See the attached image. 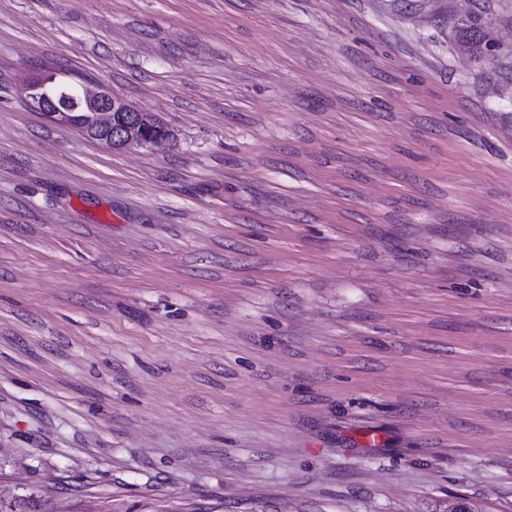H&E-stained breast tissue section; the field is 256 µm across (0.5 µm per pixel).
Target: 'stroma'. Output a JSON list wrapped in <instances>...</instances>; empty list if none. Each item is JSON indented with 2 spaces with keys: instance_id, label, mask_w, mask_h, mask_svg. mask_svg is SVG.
<instances>
[{
  "instance_id": "stroma-1",
  "label": "stroma",
  "mask_w": 512,
  "mask_h": 512,
  "mask_svg": "<svg viewBox=\"0 0 512 512\" xmlns=\"http://www.w3.org/2000/svg\"><path fill=\"white\" fill-rule=\"evenodd\" d=\"M38 73L172 145L59 129ZM24 488L512 512V0H0V494ZM75 94L77 97L73 98L93 114L94 127L99 135H92L86 126L73 117L74 109L67 103L69 95L38 98L34 93L33 80L25 82L24 97L27 104L64 131L77 132L112 149L138 145L163 150L173 139L169 130L163 137L149 136L138 115L141 111L126 99L112 94L106 87L98 85L91 88L79 83L75 86Z\"/></svg>"
}]
</instances>
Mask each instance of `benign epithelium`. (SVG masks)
<instances>
[{
    "label": "benign epithelium",
    "instance_id": "obj_1",
    "mask_svg": "<svg viewBox=\"0 0 512 512\" xmlns=\"http://www.w3.org/2000/svg\"><path fill=\"white\" fill-rule=\"evenodd\" d=\"M75 94L77 101L93 114L94 127L99 135L90 133L86 126L73 117L74 109L67 103V96L39 98L34 93L33 82H25L24 97L27 104L64 131L77 132L112 149L138 145L163 150L173 139L170 132L159 138L149 136L138 115V109L126 99L112 94L106 87L98 85L91 88L79 83L75 86Z\"/></svg>",
    "mask_w": 512,
    "mask_h": 512
}]
</instances>
